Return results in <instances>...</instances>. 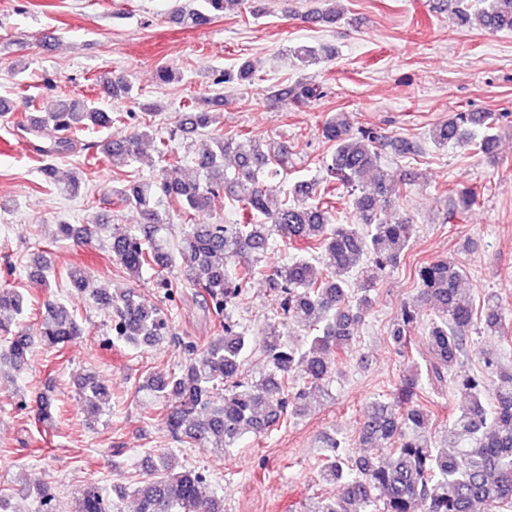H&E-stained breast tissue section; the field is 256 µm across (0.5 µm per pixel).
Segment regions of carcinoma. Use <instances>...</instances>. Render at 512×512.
<instances>
[{"instance_id": "carcinoma-1", "label": "carcinoma", "mask_w": 512, "mask_h": 512, "mask_svg": "<svg viewBox=\"0 0 512 512\" xmlns=\"http://www.w3.org/2000/svg\"><path fill=\"white\" fill-rule=\"evenodd\" d=\"M328 7L310 9L301 20L311 25L334 24L341 13L336 0ZM247 0H186L172 11L184 28L209 25L228 12L242 13ZM436 9L452 13L463 27L489 32H512V0H437ZM304 67L318 65L336 55L326 46L300 45L293 49ZM257 79L254 64L245 60L224 71L216 83L251 84ZM112 95L141 111L137 128L122 143L106 137L87 149H97L114 168L141 154V145L157 141L159 157L171 165L183 163L171 141L157 138L154 118L159 108L138 101L131 82L115 76L108 85ZM319 96L312 83L273 84L268 98L304 105ZM223 105L217 97H192L183 105L180 127L206 138L190 159L192 174L168 179L159 176L133 180L112 189L116 203L136 210L141 222L118 236L107 224L53 225L51 242H87L109 237L112 255L132 279L148 269H166L173 263L170 250L172 224L160 203L169 199L184 209L185 219L177 241L183 283L196 289L201 308L220 332L199 346L184 345L178 369L167 374L146 371L134 394L160 406L171 439L189 446L205 442L227 451L247 434L261 438L273 427L304 415L313 408V396L327 390L352 353L355 336L371 307V292L383 274L399 263L415 232L414 220L391 212L395 189L381 167L385 149L401 157L418 155L409 141L391 136L376 126H357L347 112H330L322 123L329 145L324 180L299 181L283 198L265 188V181L288 174L292 148L286 142L265 143L245 130L224 132L213 128V115L204 107ZM83 98L61 96L35 122L19 129L42 141L35 146L44 182L56 183L52 160L73 151L78 134L88 126L108 128L120 121ZM505 115L495 112H456L436 125L429 136L437 146L456 145L493 160L497 130ZM224 194L235 202L237 219L199 223L211 198ZM454 202L449 216L466 214L477 202L467 187L450 191ZM350 199L353 221L335 224L337 199ZM278 236L292 253L291 260L266 272L273 319L262 335L237 330L231 311L245 297L246 286L258 274L257 264ZM464 270L455 261L437 259L417 270L419 304L405 306L388 331L396 354L412 361L388 401H375L360 426V441L368 452L359 457L347 451L345 439L326 434L320 440L319 481L337 487L333 497L317 502L313 512H474L476 505L491 512H512V366L491 352L480 353V370L464 375L456 365L468 355L472 329L512 340V321L499 296L484 295L477 302L461 288ZM74 291L90 295L110 313L109 332L132 347H151L169 336L173 316L167 301L178 283L158 274L156 287L163 298L146 306L132 291L113 293L93 286L82 266L67 273ZM432 309L423 324L424 348L415 352L412 332L421 322V305ZM24 311V296L11 288L0 289V368L23 370L35 346L57 353L79 338L84 330L67 306L52 298L43 301L33 329L17 322ZM300 322L312 336L308 346L282 341L276 320ZM260 349L267 370L259 377H241L246 358ZM420 361H415L414 356ZM452 388L463 399L446 424L447 438L438 445L428 438L438 418L435 397ZM84 402L86 421H94L111 405L112 393L92 371L76 378ZM56 412L52 400L37 401L38 421L51 424ZM39 500L40 512H56L51 487H23ZM134 497L136 512H224V498L208 491L206 477L194 469L180 470L167 452L159 463L134 475L128 485L116 484L112 492L90 484L76 497L72 512H120V504Z\"/></svg>"}]
</instances>
